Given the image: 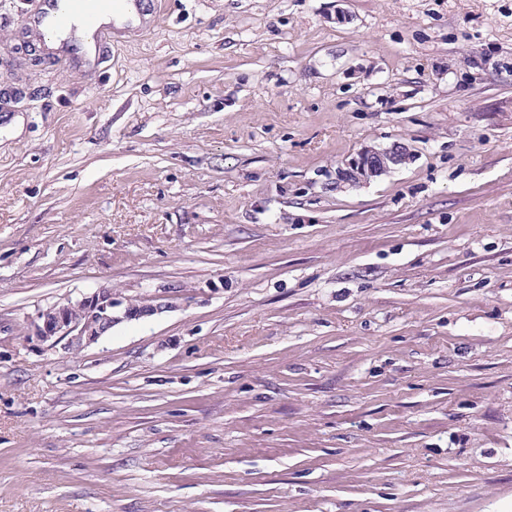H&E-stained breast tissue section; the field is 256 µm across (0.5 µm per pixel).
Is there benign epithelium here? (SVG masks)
<instances>
[{"instance_id": "benign-epithelium-1", "label": "benign epithelium", "mask_w": 512, "mask_h": 512, "mask_svg": "<svg viewBox=\"0 0 512 512\" xmlns=\"http://www.w3.org/2000/svg\"><path fill=\"white\" fill-rule=\"evenodd\" d=\"M406 148L394 146L386 150H366L339 172V179L357 183L375 177L391 167L403 163ZM173 307L164 296H156L151 303L132 304L115 309L112 289L100 288L91 294L68 299L38 313L33 324V335L42 343L66 341L69 349L79 351L112 331L113 326L128 320L152 316Z\"/></svg>"}]
</instances>
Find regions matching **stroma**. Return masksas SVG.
<instances>
[{
	"mask_svg": "<svg viewBox=\"0 0 512 512\" xmlns=\"http://www.w3.org/2000/svg\"><path fill=\"white\" fill-rule=\"evenodd\" d=\"M44 2L0 0V512H512V0H147L89 72ZM103 287L175 299L30 336ZM406 148L393 146L386 150H366L348 163V168L339 172V179L357 183L387 172L391 166L402 164L406 159ZM168 299L155 296L154 304H132L114 311L116 304L111 288H100L40 311L33 324L32 336L42 343L51 342V345L66 340L69 349L79 351L96 343L123 321L145 318L172 308L173 303Z\"/></svg>",
	"mask_w": 512,
	"mask_h": 512,
	"instance_id": "35a3bbf8",
	"label": "stroma"
}]
</instances>
